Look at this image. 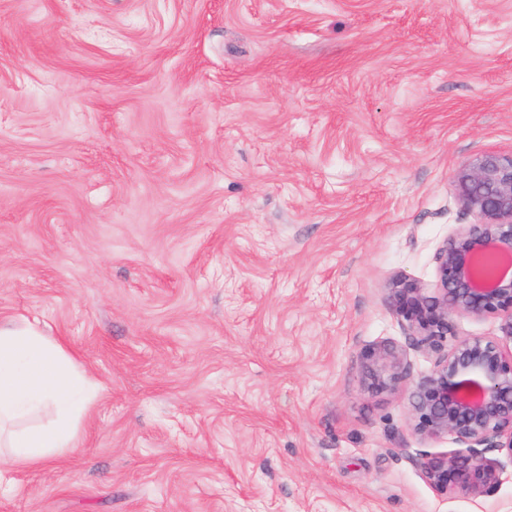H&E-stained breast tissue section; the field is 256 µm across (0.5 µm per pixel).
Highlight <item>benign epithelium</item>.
<instances>
[{"label":"benign epithelium","instance_id":"benign-epithelium-1","mask_svg":"<svg viewBox=\"0 0 512 512\" xmlns=\"http://www.w3.org/2000/svg\"><path fill=\"white\" fill-rule=\"evenodd\" d=\"M455 200L477 222L462 224L435 253L436 280L428 288L404 274L388 288L392 313L410 332L412 347L434 357L410 373L406 353L369 348L372 385L388 389L411 380V426L420 439L452 435L471 448L466 456H427V482L450 498L483 497L500 481L503 464L486 457L506 451L512 462V278L490 275L512 248V151L476 156L455 175ZM500 319L496 338L468 336L448 343L455 313Z\"/></svg>","mask_w":512,"mask_h":512}]
</instances>
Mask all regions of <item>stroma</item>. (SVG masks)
<instances>
[{"mask_svg":"<svg viewBox=\"0 0 512 512\" xmlns=\"http://www.w3.org/2000/svg\"><path fill=\"white\" fill-rule=\"evenodd\" d=\"M510 151L512 0H0V321L96 386L0 512H512L363 358Z\"/></svg>","mask_w":512,"mask_h":512,"instance_id":"1","label":"stroma"}]
</instances>
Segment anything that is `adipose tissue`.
<instances>
[{
    "mask_svg": "<svg viewBox=\"0 0 512 512\" xmlns=\"http://www.w3.org/2000/svg\"><path fill=\"white\" fill-rule=\"evenodd\" d=\"M84 384V375L59 341L30 325L0 324V425L47 405L68 416L82 415ZM8 445V452H0V474L37 467L48 449L70 448L74 441L58 421L15 434Z\"/></svg>",
    "mask_w": 512,
    "mask_h": 512,
    "instance_id": "adipose-tissue-1",
    "label": "adipose tissue"
}]
</instances>
